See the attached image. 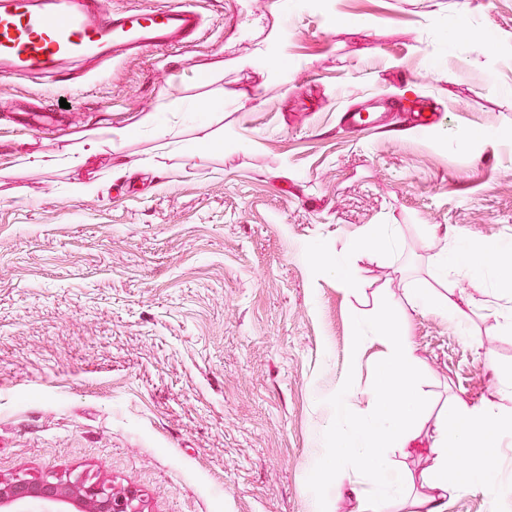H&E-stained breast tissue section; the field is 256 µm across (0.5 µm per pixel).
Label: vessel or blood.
<instances>
[{"instance_id": "1", "label": "vessel or blood", "mask_w": 512, "mask_h": 512, "mask_svg": "<svg viewBox=\"0 0 512 512\" xmlns=\"http://www.w3.org/2000/svg\"><path fill=\"white\" fill-rule=\"evenodd\" d=\"M201 12L174 0L162 8L115 10L106 0H0V74L52 78L77 90L88 74L66 68L71 58L103 65L148 49L194 43Z\"/></svg>"}]
</instances>
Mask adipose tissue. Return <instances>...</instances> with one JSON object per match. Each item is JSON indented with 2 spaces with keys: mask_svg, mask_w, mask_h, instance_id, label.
<instances>
[{
  "mask_svg": "<svg viewBox=\"0 0 512 512\" xmlns=\"http://www.w3.org/2000/svg\"><path fill=\"white\" fill-rule=\"evenodd\" d=\"M131 127H100L86 132L78 148L57 155L52 163L56 166L77 167L94 155L100 145H119L132 135ZM400 242L393 228L369 224L362 227L350 245V255L333 260L329 268L337 283L351 287L356 275V260L364 253H389L396 251ZM512 269V252L495 249L476 253L465 248H455L444 253L440 270L463 271L470 277H481L484 269ZM512 445V414L502 413L489 404L460 403L452 407L447 416L440 419L430 446V465L427 478L431 489L419 503L420 512H445L449 495L471 487L480 488L486 494L498 492L497 484L488 472L493 464V448ZM461 456L480 460L481 468L468 474H460L449 464L450 457Z\"/></svg>",
  "mask_w": 512,
  "mask_h": 512,
  "instance_id": "adipose-tissue-1",
  "label": "adipose tissue"
}]
</instances>
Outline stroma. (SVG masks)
<instances>
[{
	"label": "stroma",
	"instance_id": "1",
	"mask_svg": "<svg viewBox=\"0 0 512 512\" xmlns=\"http://www.w3.org/2000/svg\"><path fill=\"white\" fill-rule=\"evenodd\" d=\"M201 7L193 45L76 92L0 78V477L128 487L145 512H311L327 400L350 374L365 409L379 361L374 344L351 365L352 319L422 288L489 307L463 330L407 323L427 413L387 455L421 496L450 403L512 410V328L493 310L512 282L436 279L451 245L425 233L512 247V0ZM408 103L437 120L416 126ZM157 109L177 152L146 130L79 167L18 162ZM42 110L55 132L25 131ZM353 111L381 122L351 133ZM80 182L96 193L72 196ZM367 224L394 225L401 248L363 257L347 293L313 250L345 256ZM495 455L504 492L449 495L446 512H512V447Z\"/></svg>",
	"mask_w": 512,
	"mask_h": 512
}]
</instances>
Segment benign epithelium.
Here are the masks:
<instances>
[{
  "instance_id": "7a95c632",
  "label": "benign epithelium",
  "mask_w": 512,
  "mask_h": 512,
  "mask_svg": "<svg viewBox=\"0 0 512 512\" xmlns=\"http://www.w3.org/2000/svg\"><path fill=\"white\" fill-rule=\"evenodd\" d=\"M33 500L41 502L42 512H67L66 506L71 504L79 512H144L135 491H118L103 482L89 483L80 478L67 482L49 478L32 481L24 476L0 479L1 510L25 512Z\"/></svg>"
}]
</instances>
